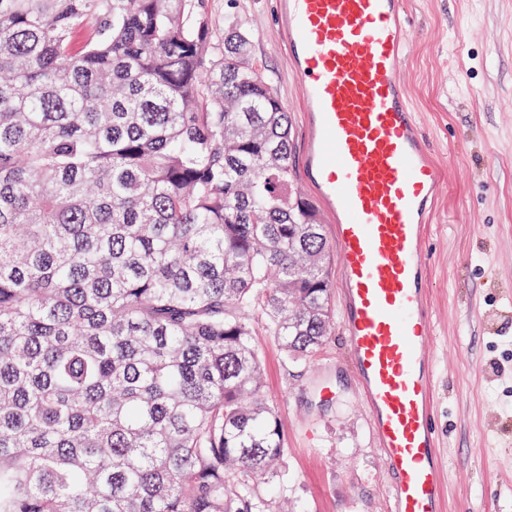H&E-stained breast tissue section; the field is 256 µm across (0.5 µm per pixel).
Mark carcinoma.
<instances>
[{
	"label": "carcinoma",
	"mask_w": 512,
	"mask_h": 512,
	"mask_svg": "<svg viewBox=\"0 0 512 512\" xmlns=\"http://www.w3.org/2000/svg\"><path fill=\"white\" fill-rule=\"evenodd\" d=\"M205 0H0V512H279L252 314L332 335L288 112Z\"/></svg>",
	"instance_id": "1"
}]
</instances>
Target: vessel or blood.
Instances as JSON below:
<instances>
[{"label":"vessel or blood","mask_w":512,"mask_h":512,"mask_svg":"<svg viewBox=\"0 0 512 512\" xmlns=\"http://www.w3.org/2000/svg\"><path fill=\"white\" fill-rule=\"evenodd\" d=\"M276 2L303 104L300 175L333 225L346 354L390 509L445 512L423 242L446 174L401 78L406 0Z\"/></svg>","instance_id":"b4317fda"}]
</instances>
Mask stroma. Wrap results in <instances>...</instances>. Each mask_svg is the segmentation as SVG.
Wrapping results in <instances>:
<instances>
[{"label":"stroma","mask_w":512,"mask_h":512,"mask_svg":"<svg viewBox=\"0 0 512 512\" xmlns=\"http://www.w3.org/2000/svg\"><path fill=\"white\" fill-rule=\"evenodd\" d=\"M402 70L429 147L445 167L425 241L431 264L447 512H512V0H407ZM235 12L251 55L288 110L302 156L303 112L275 0H207ZM264 394L283 429L295 512H388L389 480L371 439L342 334L310 359L286 358L255 315Z\"/></svg>","instance_id":"stroma-1"}]
</instances>
